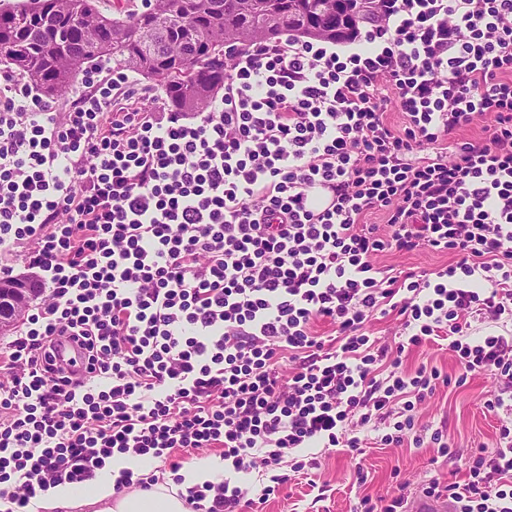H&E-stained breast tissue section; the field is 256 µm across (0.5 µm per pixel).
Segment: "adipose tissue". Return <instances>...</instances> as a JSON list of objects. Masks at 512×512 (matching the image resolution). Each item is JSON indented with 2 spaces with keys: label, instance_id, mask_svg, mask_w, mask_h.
<instances>
[{
  "label": "adipose tissue",
  "instance_id": "1",
  "mask_svg": "<svg viewBox=\"0 0 512 512\" xmlns=\"http://www.w3.org/2000/svg\"><path fill=\"white\" fill-rule=\"evenodd\" d=\"M146 471L144 462L131 457H112L88 487L65 483L48 488L36 500V512H187L180 488L214 481L221 464L193 465L182 470L181 484L160 483L148 491H115V480L122 469Z\"/></svg>",
  "mask_w": 512,
  "mask_h": 512
}]
</instances>
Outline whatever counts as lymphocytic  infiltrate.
I'll return each mask as SVG.
<instances>
[{"label":"lymphocytic infiltrate","mask_w":512,"mask_h":512,"mask_svg":"<svg viewBox=\"0 0 512 512\" xmlns=\"http://www.w3.org/2000/svg\"><path fill=\"white\" fill-rule=\"evenodd\" d=\"M372 8L341 48L255 44L206 112L145 110L122 73L63 104L0 74V257L46 290L0 353V512L117 453L175 473L220 451L231 476L265 469L264 502L286 456L315 468L305 449L358 450L374 421L400 444L441 374L374 347L364 325L392 311L410 346L449 338L457 384H498L494 454L424 495L512 512V336L469 334L512 320V0ZM318 185L331 208L311 207ZM424 250L456 261L372 262ZM65 338L83 379L52 357ZM231 476L187 488L192 512H238ZM456 257L450 253L422 251L412 255H401L398 253L388 252L379 254L375 257V265L384 269H399L407 267H427L436 268L454 263Z\"/></svg>","instance_id":"obj_1"}]
</instances>
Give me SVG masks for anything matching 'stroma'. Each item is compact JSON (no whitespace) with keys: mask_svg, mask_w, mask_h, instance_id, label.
Segmentation results:
<instances>
[{"mask_svg":"<svg viewBox=\"0 0 512 512\" xmlns=\"http://www.w3.org/2000/svg\"><path fill=\"white\" fill-rule=\"evenodd\" d=\"M401 359L410 371L424 364L452 379L458 373L453 353L440 340L407 350ZM495 388L493 380L479 374L460 386L437 387L415 409L416 423L423 430L419 444L408 437L398 445H381L377 431L369 425L362 430L361 455L343 448L308 449V456L317 460L316 469L292 477L278 495L261 504V512H356L367 495L411 497L433 478L464 482V456L477 448L489 454L496 446L499 419L483 406ZM435 432L455 451V458L439 453V444L431 441Z\"/></svg>","mask_w":512,"mask_h":512,"instance_id":"1","label":"stroma"}]
</instances>
